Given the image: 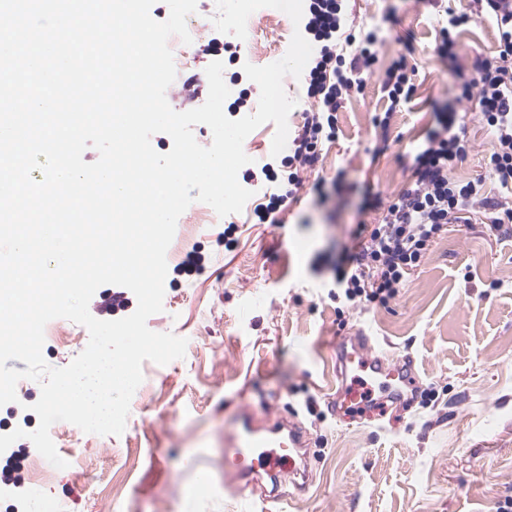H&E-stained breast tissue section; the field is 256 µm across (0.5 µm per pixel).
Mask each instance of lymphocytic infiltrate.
Wrapping results in <instances>:
<instances>
[{"mask_svg":"<svg viewBox=\"0 0 512 512\" xmlns=\"http://www.w3.org/2000/svg\"><path fill=\"white\" fill-rule=\"evenodd\" d=\"M304 29L318 44L303 74L310 104L308 117L291 143L288 183L304 185L318 160V146L336 133V113L343 101L363 93L377 61L376 32L347 31L341 0H308ZM497 26L500 51L482 63L476 79L461 85L458 97L478 98L480 117L494 139L486 159L487 178L453 179L471 145L456 114L439 120L419 146L406 188L392 198L372 195L383 210L377 224H356L352 245L333 264L331 285L349 306H387L427 257L449 224L480 215L492 230L512 223V0H477Z\"/></svg>","mask_w":512,"mask_h":512,"instance_id":"lymphocytic-infiltrate-1","label":"lymphocytic infiltrate"}]
</instances>
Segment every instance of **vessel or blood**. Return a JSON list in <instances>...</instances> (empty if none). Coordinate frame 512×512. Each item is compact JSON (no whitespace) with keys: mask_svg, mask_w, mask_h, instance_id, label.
I'll list each match as a JSON object with an SVG mask.
<instances>
[{"mask_svg":"<svg viewBox=\"0 0 512 512\" xmlns=\"http://www.w3.org/2000/svg\"><path fill=\"white\" fill-rule=\"evenodd\" d=\"M412 356L387 358L374 352L364 333L336 341V392L328 406L340 419L382 414L384 403L399 401L416 386ZM309 435L293 418L271 423L249 405L224 434V487L245 497L247 490L282 476L308 474Z\"/></svg>","mask_w":512,"mask_h":512,"instance_id":"1","label":"vessel or blood"}]
</instances>
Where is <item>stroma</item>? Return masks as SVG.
Listing matches in <instances>:
<instances>
[{"mask_svg":"<svg viewBox=\"0 0 512 512\" xmlns=\"http://www.w3.org/2000/svg\"><path fill=\"white\" fill-rule=\"evenodd\" d=\"M466 2L345 0L348 27L380 33L364 94L343 102L338 135L319 152V175L340 179L341 196L319 202L298 189L277 226L258 223L257 193L216 223L178 224L163 310L147 326L186 338L184 358L144 362L123 434L70 426L69 438L55 442L69 466L16 503L0 498V512H50L58 502L67 512H491L512 498V229L495 235L476 219L449 225L384 307L337 313L324 286L352 224L383 218L363 208L364 194H399L413 150L444 114L462 117L472 145L454 177L486 173L491 136L477 101L458 93L478 62L496 56L494 22L476 17L447 58L435 53L446 10ZM401 58L415 93L392 109L382 84ZM386 110L392 117L383 133L372 119ZM195 248L204 265L180 272ZM360 329L376 352L415 358L417 386L431 390L430 400L395 406L381 423L336 419L326 401L336 391V337ZM16 393V402L0 407V431L35 430L40 383L20 380ZM244 404L271 419L295 417L308 431L313 459L304 493L294 494L286 478L274 502L225 494L224 431ZM106 460L123 479L109 510L97 479Z\"/></svg>","mask_w":512,"mask_h":512,"instance_id":"1","label":"stroma"}]
</instances>
